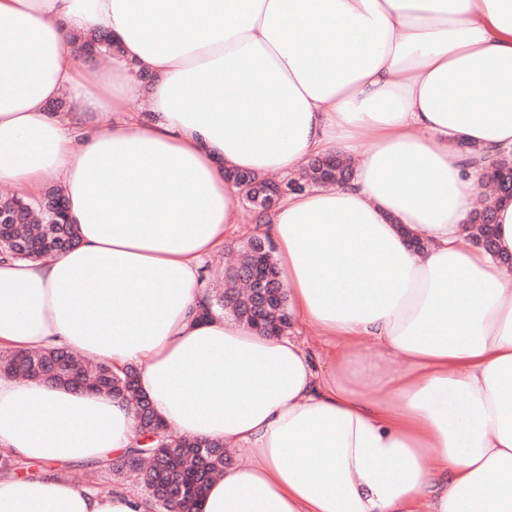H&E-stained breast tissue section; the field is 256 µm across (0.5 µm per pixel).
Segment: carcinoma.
<instances>
[{"instance_id":"obj_1","label":"carcinoma","mask_w":512,"mask_h":512,"mask_svg":"<svg viewBox=\"0 0 512 512\" xmlns=\"http://www.w3.org/2000/svg\"><path fill=\"white\" fill-rule=\"evenodd\" d=\"M82 46L94 48L101 55L110 56L118 51L108 34L76 37ZM498 182L502 198L512 199V156L498 162ZM352 173L351 164L331 157L311 160L289 181L287 192H298L312 184L329 181L340 184ZM64 199L53 189L37 202L18 196L0 198V254L17 259H40L62 252L61 245L78 242L77 229L62 219ZM494 210L478 209L468 228L467 238L494 255ZM261 239H251L231 269L230 278L247 284V277L261 268L268 283L281 289L273 253L258 256ZM221 310L260 330L272 327L274 333H284L290 327L287 297L269 304L257 313L250 291L227 290L212 296ZM0 373L21 375L73 389L88 385L134 404L137 426L148 425L157 419L148 398L137 386V367L129 365L120 372L112 364L101 362L94 368L65 349L12 351L0 356ZM142 431H137L135 444L126 449L129 459L91 462L88 467L109 480L112 475L124 476L136 484L151 505V512H198L208 484L224 471L227 458L220 441L198 440L175 436L163 431L154 441L145 443Z\"/></svg>"}]
</instances>
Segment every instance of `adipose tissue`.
Masks as SVG:
<instances>
[{
    "label": "adipose tissue",
    "instance_id": "obj_1",
    "mask_svg": "<svg viewBox=\"0 0 512 512\" xmlns=\"http://www.w3.org/2000/svg\"><path fill=\"white\" fill-rule=\"evenodd\" d=\"M97 31L106 66L72 43ZM506 151L512 0H0V185L57 187L79 236L0 256V348L137 365L171 430L236 445L200 512H512V201L498 256L459 245ZM331 155L348 183L262 218L320 352L204 313L200 262L240 224L226 170ZM134 435L121 399L0 376V455L50 465L0 472V512H150L52 468Z\"/></svg>",
    "mask_w": 512,
    "mask_h": 512
}]
</instances>
